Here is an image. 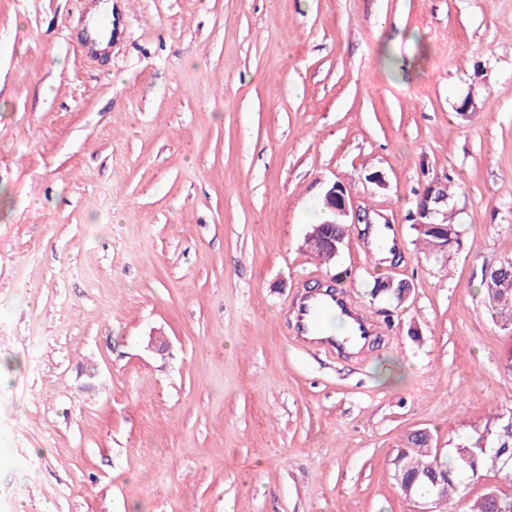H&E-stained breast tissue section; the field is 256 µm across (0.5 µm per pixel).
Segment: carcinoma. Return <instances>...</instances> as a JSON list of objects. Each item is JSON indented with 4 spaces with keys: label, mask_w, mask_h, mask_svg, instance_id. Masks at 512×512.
Returning a JSON list of instances; mask_svg holds the SVG:
<instances>
[{
    "label": "carcinoma",
    "mask_w": 512,
    "mask_h": 512,
    "mask_svg": "<svg viewBox=\"0 0 512 512\" xmlns=\"http://www.w3.org/2000/svg\"><path fill=\"white\" fill-rule=\"evenodd\" d=\"M412 228L424 246V254L436 257L456 251L461 246L460 225L455 223V209L448 208V217L439 224H414ZM493 277L480 274L479 287L485 303L497 322L512 326V288H492ZM410 447L398 450L392 459L396 484L402 495L418 498L431 496L446 503L460 495L467 486L480 479L483 472L500 474L512 483V464L503 459L512 456V430L509 420L487 423L469 440L453 448V463L438 462L427 449L428 437L422 433L409 437Z\"/></svg>",
    "instance_id": "carcinoma-1"
}]
</instances>
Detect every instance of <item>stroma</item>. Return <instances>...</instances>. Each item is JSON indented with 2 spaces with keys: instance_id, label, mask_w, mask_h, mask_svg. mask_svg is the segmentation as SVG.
<instances>
[{
  "instance_id": "35a3bbf8",
  "label": "stroma",
  "mask_w": 512,
  "mask_h": 512,
  "mask_svg": "<svg viewBox=\"0 0 512 512\" xmlns=\"http://www.w3.org/2000/svg\"><path fill=\"white\" fill-rule=\"evenodd\" d=\"M112 4L97 56L91 0H0V512H414L408 437L512 412L478 282L512 256V0ZM443 174L463 245L428 258ZM335 182L395 254L306 250ZM328 280L358 354L291 334ZM453 181L448 175L444 177H437L429 182L423 188L419 200V191L415 192L416 201L415 208L419 206L415 212L412 213L411 221L412 228L417 234L416 240H419L424 246V254L426 256L434 255L435 257L444 256L452 251H456L461 246V224L455 223V209L449 207L448 200L452 199L449 195H454ZM446 205L448 207L447 218L439 215L442 212L441 208ZM447 245L445 250H441L439 246Z\"/></svg>"
}]
</instances>
